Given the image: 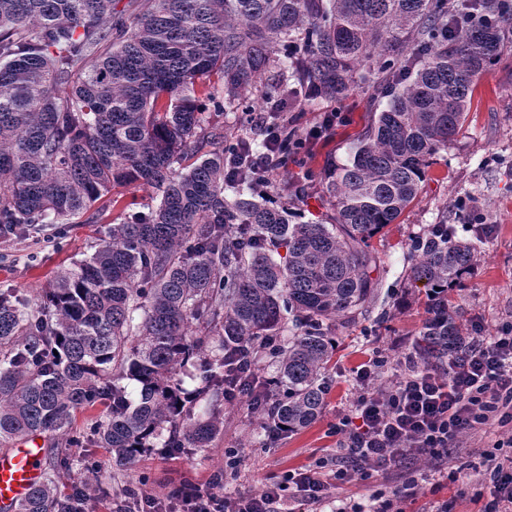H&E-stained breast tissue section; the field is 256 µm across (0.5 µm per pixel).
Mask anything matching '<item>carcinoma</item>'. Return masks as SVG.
Here are the masks:
<instances>
[{
    "instance_id": "1",
    "label": "carcinoma",
    "mask_w": 512,
    "mask_h": 512,
    "mask_svg": "<svg viewBox=\"0 0 512 512\" xmlns=\"http://www.w3.org/2000/svg\"><path fill=\"white\" fill-rule=\"evenodd\" d=\"M0 0V243L80 224L102 198L108 238L31 299L0 289V444L45 434L76 447L78 412L103 416L90 441L120 466L160 441L207 448L224 389L245 382L278 435L322 415L336 324L375 299L371 239L422 191L433 157L463 128L479 80L512 47V0ZM267 99L283 160L303 152L281 113L308 91L346 98L360 69L389 97L347 161L324 170L327 223L289 220L253 188L250 144L208 114L244 111L271 67ZM156 196L131 212L112 191ZM427 317L413 350L445 371L473 342L448 291L477 252L432 233L411 244ZM142 311L141 321L133 313ZM278 363L261 373L262 355ZM201 386L182 387L187 366ZM140 386L137 400L120 381ZM212 407L193 419L195 404ZM52 453L19 512H79Z\"/></svg>"
}]
</instances>
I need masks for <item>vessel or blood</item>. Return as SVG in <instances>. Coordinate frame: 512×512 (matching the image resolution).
Masks as SVG:
<instances>
[{
    "mask_svg": "<svg viewBox=\"0 0 512 512\" xmlns=\"http://www.w3.org/2000/svg\"><path fill=\"white\" fill-rule=\"evenodd\" d=\"M43 444L21 443L0 452V512H17L30 490L44 478Z\"/></svg>",
    "mask_w": 512,
    "mask_h": 512,
    "instance_id": "1",
    "label": "vessel or blood"
}]
</instances>
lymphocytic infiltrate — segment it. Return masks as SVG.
I'll use <instances>...</instances> for the list:
<instances>
[{"mask_svg":"<svg viewBox=\"0 0 512 512\" xmlns=\"http://www.w3.org/2000/svg\"><path fill=\"white\" fill-rule=\"evenodd\" d=\"M512 424V321L488 337H475L447 373L408 367L380 393L361 390L333 428L337 435L335 480L369 478L403 462L444 460L463 435ZM298 496L287 502L288 487ZM328 495L320 468L258 494L220 500L186 488L193 512H308Z\"/></svg>","mask_w":512,"mask_h":512,"instance_id":"lymphocytic-infiltrate-1","label":"lymphocytic infiltrate"}]
</instances>
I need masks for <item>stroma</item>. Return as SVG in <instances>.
I'll list each match as a JSON object with an SVG mask.
<instances>
[{
  "label": "stroma",
  "instance_id": "obj_1",
  "mask_svg": "<svg viewBox=\"0 0 512 512\" xmlns=\"http://www.w3.org/2000/svg\"><path fill=\"white\" fill-rule=\"evenodd\" d=\"M367 77L357 76L352 92L342 102L311 98L292 112L300 127L315 123L325 112L346 113L348 120L327 138L314 141L302 164L290 163L277 175L279 200H287L296 173L308 175L310 189L294 213L313 221L324 220L328 207L321 198L320 174L326 161L345 162L355 137L370 119ZM458 198L476 200L474 211L454 208ZM447 216L456 240L474 244L479 265L464 287L452 289L450 299L466 317L485 331L512 320V51L484 73L475 88L464 128L448 148L440 150L429 168L424 188L406 212L375 236L372 245L379 256L374 303L355 320L337 324V350L324 381L326 408L323 416L299 433L270 440L252 412L248 397L223 403L224 428L210 447L172 451L152 448L131 467L113 464L105 448H90L108 477L89 496L94 512H114L132 489L154 496L162 512H181L180 494L194 486L220 498L233 499L258 493L266 485L336 454L331 428L359 392L358 369L374 356L384 367L368 385L384 391L392 372L412 354V343L425 317L426 288L410 275V243L425 233L440 216ZM114 211L107 210L85 224H56L45 234L14 244L0 245V288L12 286L36 295L61 269L90 255L106 238ZM512 429L491 427L462 437L448 458V477L434 476L426 463L394 469L373 478L331 486L330 498L314 512H332L335 498L368 504L377 489L387 494L402 491L417 480V495L402 504L404 512H483L492 498V485L484 454L494 451L499 459L512 457L506 441ZM239 451L236 471L224 468V451Z\"/></svg>",
  "mask_w": 512,
  "mask_h": 512
}]
</instances>
